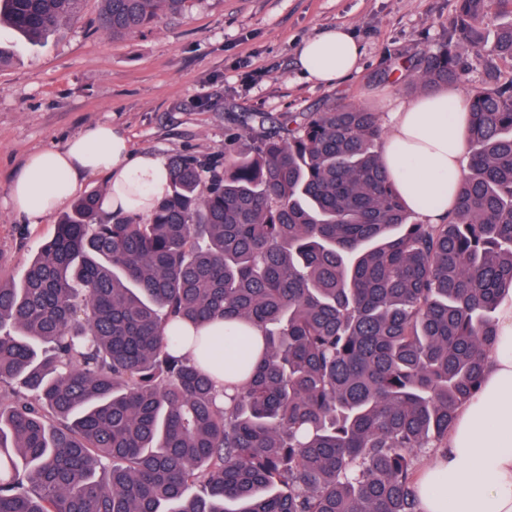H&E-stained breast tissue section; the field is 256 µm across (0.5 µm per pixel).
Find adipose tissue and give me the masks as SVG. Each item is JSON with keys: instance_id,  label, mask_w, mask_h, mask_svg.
I'll list each match as a JSON object with an SVG mask.
<instances>
[{"instance_id": "adipose-tissue-1", "label": "adipose tissue", "mask_w": 512, "mask_h": 512, "mask_svg": "<svg viewBox=\"0 0 512 512\" xmlns=\"http://www.w3.org/2000/svg\"><path fill=\"white\" fill-rule=\"evenodd\" d=\"M298 65L308 79L333 85L360 72L361 47L347 27H331L304 41ZM466 119L463 99L451 91L389 105L382 158L425 223H441L453 208L465 173ZM100 175L112 189L102 202L107 211H119L113 194L125 188L142 189V215L169 190L167 163L132 152L122 130L102 123L30 154L10 186V203L36 224L72 198L79 178ZM497 320L498 343L478 391L459 409L446 447L424 463L420 512H512V297L498 303Z\"/></svg>"}]
</instances>
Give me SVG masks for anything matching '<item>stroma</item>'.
I'll return each mask as SVG.
<instances>
[{
  "instance_id": "35a3bbf8",
  "label": "stroma",
  "mask_w": 512,
  "mask_h": 512,
  "mask_svg": "<svg viewBox=\"0 0 512 512\" xmlns=\"http://www.w3.org/2000/svg\"><path fill=\"white\" fill-rule=\"evenodd\" d=\"M457 7L458 0H186L152 28L114 37L97 25L100 0H84L80 20L38 46L0 25V47L11 57L0 66V275L20 283L62 218L30 225L8 201L32 152L107 122L134 150L204 159L256 115L273 121L347 104L385 113L389 101L416 98L415 72L392 73L437 48ZM336 25L360 40L361 72L314 84L298 67L299 47Z\"/></svg>"
}]
</instances>
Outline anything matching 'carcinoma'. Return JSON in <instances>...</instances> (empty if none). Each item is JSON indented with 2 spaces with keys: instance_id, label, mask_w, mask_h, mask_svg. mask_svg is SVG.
<instances>
[{
  "instance_id": "obj_1",
  "label": "carcinoma",
  "mask_w": 512,
  "mask_h": 512,
  "mask_svg": "<svg viewBox=\"0 0 512 512\" xmlns=\"http://www.w3.org/2000/svg\"><path fill=\"white\" fill-rule=\"evenodd\" d=\"M184 2L102 0L100 24L134 34ZM458 2L415 65L423 90L470 56L512 60V22L479 26L492 0ZM81 5L0 0V23L36 43ZM466 112L441 224L407 208L381 117L356 105L173 158L145 217L79 198L20 284L0 279V512H419L422 456L479 388L512 293V88L474 89ZM216 321L238 327L215 338ZM234 344L257 361L222 364Z\"/></svg>"
}]
</instances>
